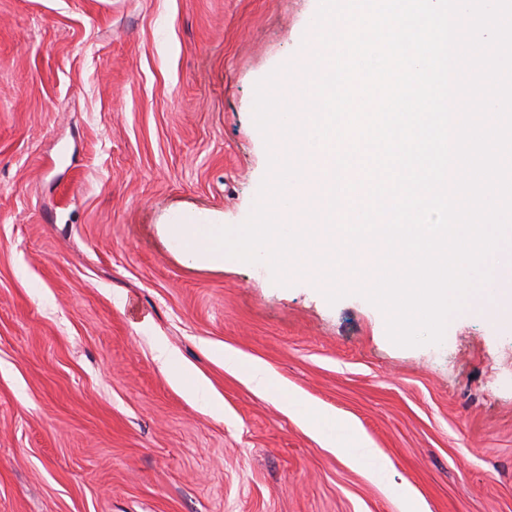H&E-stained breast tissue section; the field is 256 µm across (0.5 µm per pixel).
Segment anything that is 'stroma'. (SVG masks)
<instances>
[{
  "mask_svg": "<svg viewBox=\"0 0 512 512\" xmlns=\"http://www.w3.org/2000/svg\"><path fill=\"white\" fill-rule=\"evenodd\" d=\"M320 0H0V512H512V333L400 347L350 294L199 264L170 225L243 223L256 83ZM206 382L204 411L155 360ZM355 421L375 480L225 367Z\"/></svg>",
  "mask_w": 512,
  "mask_h": 512,
  "instance_id": "stroma-1",
  "label": "stroma"
}]
</instances>
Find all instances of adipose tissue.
I'll return each instance as SVG.
<instances>
[{"instance_id": "1", "label": "adipose tissue", "mask_w": 512, "mask_h": 512, "mask_svg": "<svg viewBox=\"0 0 512 512\" xmlns=\"http://www.w3.org/2000/svg\"><path fill=\"white\" fill-rule=\"evenodd\" d=\"M223 357L225 366L235 369L249 382L263 391L279 394L282 410L297 418L327 447L345 450L353 462L367 469L372 476L379 477L386 472V461L370 448L355 423L332 416L307 402L300 394L283 392L280 382L258 362L228 349L224 350Z\"/></svg>"}]
</instances>
